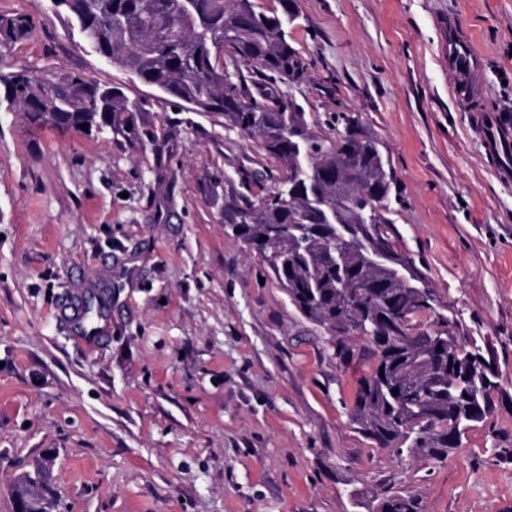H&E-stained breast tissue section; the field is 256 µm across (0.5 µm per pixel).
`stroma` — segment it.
<instances>
[{"mask_svg":"<svg viewBox=\"0 0 512 512\" xmlns=\"http://www.w3.org/2000/svg\"><path fill=\"white\" fill-rule=\"evenodd\" d=\"M295 92L328 118L358 113L401 197L396 244L462 334L489 345L494 411L443 460L379 448L353 421L369 364L290 303L203 192L281 175L223 119L160 96L80 44L49 0H0L33 34L0 46L22 68L120 83L157 139L34 129L0 109V512L45 467L44 512H372L409 492L425 512H512V179L453 95L441 23L483 57L487 100L512 112V0H297ZM102 288L94 336L76 296Z\"/></svg>","mask_w":512,"mask_h":512,"instance_id":"obj_1","label":"stroma"}]
</instances>
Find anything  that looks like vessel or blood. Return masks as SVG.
<instances>
[{
    "label": "vessel or blood",
    "instance_id": "vessel-or-blood-1",
    "mask_svg": "<svg viewBox=\"0 0 512 512\" xmlns=\"http://www.w3.org/2000/svg\"><path fill=\"white\" fill-rule=\"evenodd\" d=\"M448 71L456 95L468 107V118L484 137L487 152L496 160L502 175L512 174V114L484 105L483 61L471 38L456 20L448 22Z\"/></svg>",
    "mask_w": 512,
    "mask_h": 512
}]
</instances>
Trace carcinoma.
I'll return each mask as SVG.
<instances>
[{"label": "carcinoma", "instance_id": "1", "mask_svg": "<svg viewBox=\"0 0 512 512\" xmlns=\"http://www.w3.org/2000/svg\"><path fill=\"white\" fill-rule=\"evenodd\" d=\"M56 12L106 63L121 68L192 112L216 114L283 167L262 200L224 192L221 176L208 192L223 199L224 223L260 256L291 304L313 324H342L364 338L371 362L358 383L353 417L368 438L401 455L436 460L461 447L468 430L494 409L495 357L458 334L455 317L438 315L436 295L418 274L405 288L375 262L399 254L389 201L397 179L382 143L358 115L342 111L319 129L293 98L312 60L290 40L296 0H54ZM29 14L0 13V46L29 37ZM253 67L261 81L242 68ZM0 105L37 128L87 132L108 127L133 147H146V102L122 87L80 74L38 77L26 69L0 74ZM272 224L284 228L275 244ZM398 390L393 394L392 390ZM376 512H424L420 499L385 494Z\"/></svg>", "mask_w": 512, "mask_h": 512}]
</instances>
